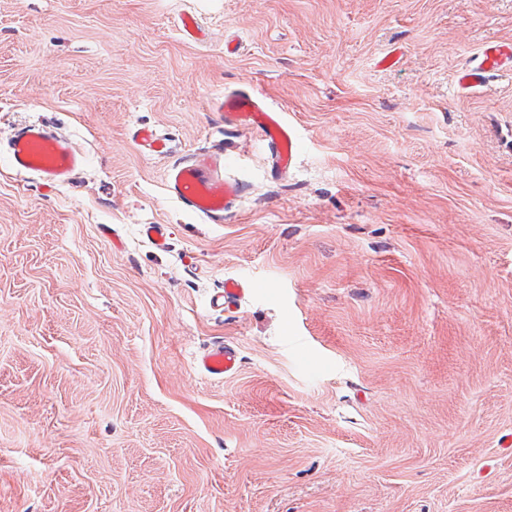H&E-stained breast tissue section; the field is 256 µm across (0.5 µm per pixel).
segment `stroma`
Returning a JSON list of instances; mask_svg holds the SVG:
<instances>
[{"label": "stroma", "mask_w": 512, "mask_h": 512, "mask_svg": "<svg viewBox=\"0 0 512 512\" xmlns=\"http://www.w3.org/2000/svg\"><path fill=\"white\" fill-rule=\"evenodd\" d=\"M488 40L512 0H0V512H512V72L457 87ZM234 89L296 128L287 178ZM31 122L68 183L9 166ZM218 149L213 223L165 180ZM8 161L17 172H33L45 184L57 185L67 181L83 164L84 156L70 139L32 123L17 130ZM252 288H256V285L250 282L227 280L224 282V289L211 297L210 307L220 311H223L226 307L230 308L250 293ZM197 368L206 376L224 378L239 367V356L231 345L218 344L205 349L196 360Z\"/></svg>", "instance_id": "stroma-1"}]
</instances>
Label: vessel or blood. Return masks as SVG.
I'll use <instances>...</instances> for the list:
<instances>
[{"mask_svg": "<svg viewBox=\"0 0 512 512\" xmlns=\"http://www.w3.org/2000/svg\"><path fill=\"white\" fill-rule=\"evenodd\" d=\"M512 70V45L487 43L477 65L460 71L458 87L470 91L482 86L488 73ZM225 120L254 127L266 142L276 174L287 172L292 161V147L298 137L294 128L259 96L243 89L224 93L213 104ZM8 161L19 172H33L51 185L67 181L84 162L82 152L68 138L47 127L32 123L20 127L11 140ZM169 196L184 208L207 218H222L242 196L241 186L225 179L214 155L203 153L192 160L173 165L166 175ZM252 283L225 281L224 287L210 299L215 310L236 305L252 290ZM198 369L206 376L221 378L239 367V356L230 345L218 344L205 349L197 358Z\"/></svg>", "mask_w": 512, "mask_h": 512, "instance_id": "1", "label": "vessel or blood"}]
</instances>
